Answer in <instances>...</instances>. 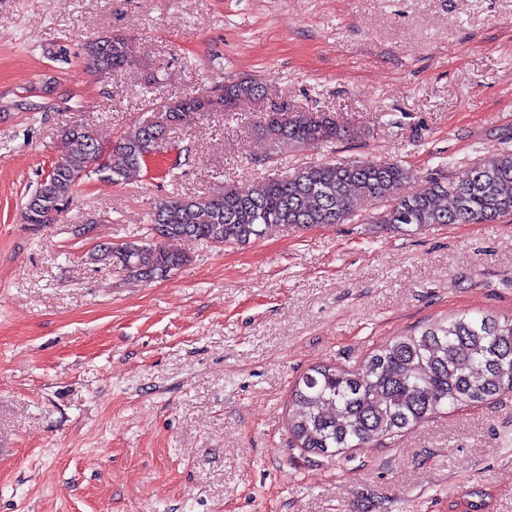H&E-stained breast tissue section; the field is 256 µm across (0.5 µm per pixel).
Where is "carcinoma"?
<instances>
[{
	"mask_svg": "<svg viewBox=\"0 0 512 512\" xmlns=\"http://www.w3.org/2000/svg\"><path fill=\"white\" fill-rule=\"evenodd\" d=\"M87 64L97 75L125 71L136 63L133 41L121 34L86 46ZM227 114L239 102L267 89L249 78L219 84ZM147 93L152 115L141 119L115 144L105 147L83 123L63 129L68 149L52 162L48 183H38L22 211L25 224H55L57 206L68 207L77 184L96 175L119 182L147 167L146 158L167 150L168 135L213 113L191 92L170 98L158 82ZM165 112L169 123H153ZM271 143L333 146L347 133L326 112H268L261 120ZM414 178L397 161L365 165L331 160L297 167L288 177H271L243 193L230 184L203 196L173 194L156 203L148 216L150 233L120 244L97 246L90 263L112 267L140 281L163 280L186 262L165 241L195 239L245 245L283 227L310 229L343 224L359 216L369 200L378 204L370 223L394 229L431 224H497L512 217V149L475 157L470 174L452 181L445 169L430 173L411 192ZM512 392V317L459 313L434 321L419 333L394 336L374 349L357 370L338 366L310 369L296 382L288 410V432L306 453L334 456L366 448L399 435L445 409L478 406Z\"/></svg>",
	"mask_w": 512,
	"mask_h": 512,
	"instance_id": "cac0c4a2",
	"label": "carcinoma"
}]
</instances>
